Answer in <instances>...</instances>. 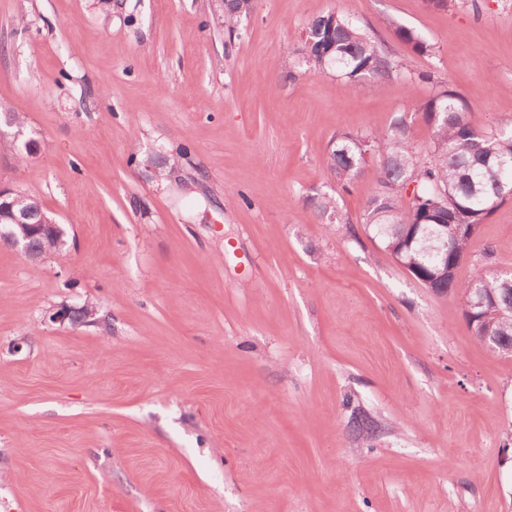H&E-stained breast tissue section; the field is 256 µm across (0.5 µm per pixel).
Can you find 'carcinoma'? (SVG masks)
Instances as JSON below:
<instances>
[{"label":"carcinoma","instance_id":"carcinoma-1","mask_svg":"<svg viewBox=\"0 0 512 512\" xmlns=\"http://www.w3.org/2000/svg\"><path fill=\"white\" fill-rule=\"evenodd\" d=\"M255 0H224V24L234 30L241 15L253 11ZM399 41L416 52L428 45L413 29L395 26ZM313 67L332 68L370 87L393 75L386 51L349 16L330 11L315 17L302 49ZM418 113L430 129L429 142L414 141L402 115L383 130L339 133L330 143L328 170L342 189H349L367 155L378 158L377 189L365 208L370 237L385 248L416 280L435 279L450 294L468 296L475 288L496 301L465 314L473 339L485 335L512 344V272L487 269L493 250L486 246L472 279L461 283L456 271L474 253L479 230L491 212L512 198V125L485 124L454 90L437 91ZM322 214L348 224L331 198L317 203ZM436 224L448 225V260L429 256L425 238Z\"/></svg>","mask_w":512,"mask_h":512}]
</instances>
